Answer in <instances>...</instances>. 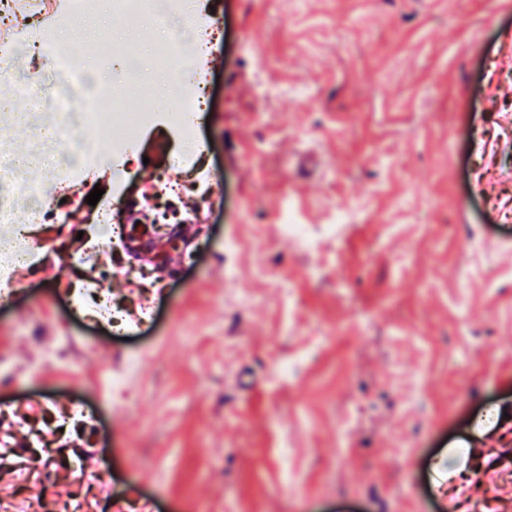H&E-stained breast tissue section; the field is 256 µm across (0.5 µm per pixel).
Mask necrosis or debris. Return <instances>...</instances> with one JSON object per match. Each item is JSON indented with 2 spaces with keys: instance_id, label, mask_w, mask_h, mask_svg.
I'll return each instance as SVG.
<instances>
[{
  "instance_id": "4bbe7bcc",
  "label": "necrosis or debris",
  "mask_w": 512,
  "mask_h": 512,
  "mask_svg": "<svg viewBox=\"0 0 512 512\" xmlns=\"http://www.w3.org/2000/svg\"><path fill=\"white\" fill-rule=\"evenodd\" d=\"M186 5L187 0H110L114 17L167 29V37L155 45L153 68L146 71L138 44L116 43L109 31L89 42L82 58L72 56L59 39L74 14L96 15L101 0H53L49 6L44 0H0V15L13 20L10 28L0 30V103L7 105L12 125L38 137L42 129L52 131L51 141L39 138L37 143L51 159V171L41 184L22 178L13 162L0 163L1 303L21 295L20 273L48 252L39 226L64 223L68 209L82 205L90 177L103 175L112 188L120 186L144 128L164 120L181 139L183 160L200 151L199 116L184 87L198 75L204 32L222 28L223 21L209 13L184 26ZM23 60L28 63L24 69L19 66ZM114 73L141 96L140 112H128L113 93ZM162 74L174 79L173 91L163 92L157 85ZM88 128L96 130V139H83ZM116 202L110 191L96 204L85 249L71 261L82 285L61 294L86 322L120 334L135 326L113 309L111 275L97 262L99 251L126 246L129 240Z\"/></svg>"
}]
</instances>
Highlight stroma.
I'll use <instances>...</instances> for the list:
<instances>
[{"instance_id": "1", "label": "stroma", "mask_w": 512, "mask_h": 512, "mask_svg": "<svg viewBox=\"0 0 512 512\" xmlns=\"http://www.w3.org/2000/svg\"><path fill=\"white\" fill-rule=\"evenodd\" d=\"M212 5L211 201L180 262L99 256L147 271L115 296L154 322L115 339L54 299L72 222L0 307L19 370L0 512L41 492L52 512H512V0ZM174 149L145 137L124 204L177 173ZM287 200L311 249L280 232ZM38 305L41 336L75 338L64 360L24 333ZM128 351L131 400L99 395ZM72 398L99 415L77 441L93 479L48 487L31 434Z\"/></svg>"}]
</instances>
